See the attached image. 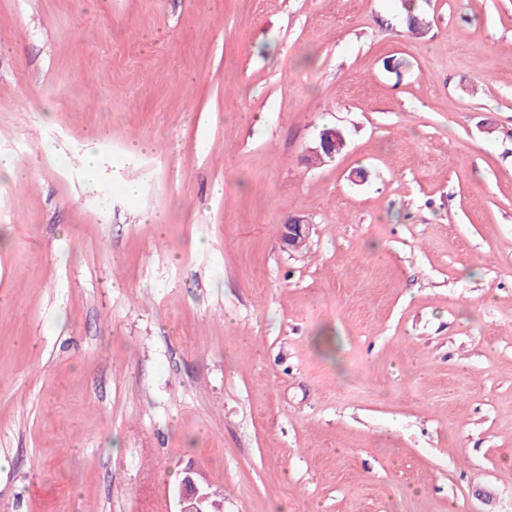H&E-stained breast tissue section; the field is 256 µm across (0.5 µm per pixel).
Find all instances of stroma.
Here are the masks:
<instances>
[{
  "instance_id": "1",
  "label": "stroma",
  "mask_w": 512,
  "mask_h": 512,
  "mask_svg": "<svg viewBox=\"0 0 512 512\" xmlns=\"http://www.w3.org/2000/svg\"><path fill=\"white\" fill-rule=\"evenodd\" d=\"M423 9L0 0V512H512V0ZM310 224H304L300 218H291L281 225V239L288 250L298 251L309 237ZM209 489V486H204L201 483H199L192 476V472H188V475L181 482V486L178 491L179 510L177 512L220 511L221 501L216 496L211 497L212 492H210ZM205 503L206 510L204 508Z\"/></svg>"
}]
</instances>
